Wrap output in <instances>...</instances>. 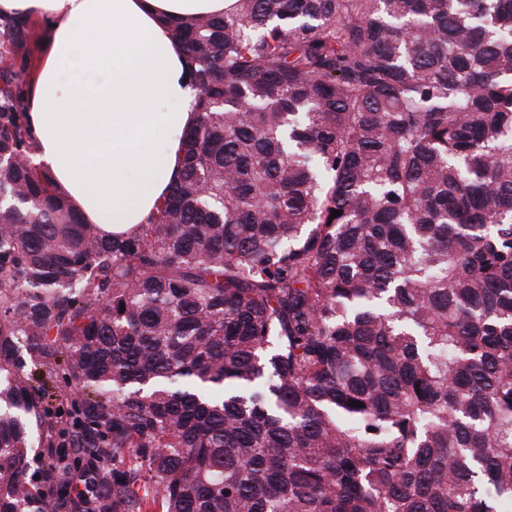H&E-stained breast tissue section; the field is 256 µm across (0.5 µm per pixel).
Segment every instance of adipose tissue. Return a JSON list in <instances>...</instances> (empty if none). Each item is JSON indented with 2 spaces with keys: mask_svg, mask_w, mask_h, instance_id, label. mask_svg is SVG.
<instances>
[{
  "mask_svg": "<svg viewBox=\"0 0 512 512\" xmlns=\"http://www.w3.org/2000/svg\"><path fill=\"white\" fill-rule=\"evenodd\" d=\"M227 2L0 0V15L39 24L33 161L102 234L147 223L175 182L197 89L173 25Z\"/></svg>",
  "mask_w": 512,
  "mask_h": 512,
  "instance_id": "1",
  "label": "adipose tissue"
}]
</instances>
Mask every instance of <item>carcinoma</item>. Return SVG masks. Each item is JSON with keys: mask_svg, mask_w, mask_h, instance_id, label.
<instances>
[{"mask_svg": "<svg viewBox=\"0 0 512 512\" xmlns=\"http://www.w3.org/2000/svg\"><path fill=\"white\" fill-rule=\"evenodd\" d=\"M29 30L0 17V512H512V0L182 20L181 175L112 239L32 165Z\"/></svg>", "mask_w": 512, "mask_h": 512, "instance_id": "obj_1", "label": "carcinoma"}]
</instances>
